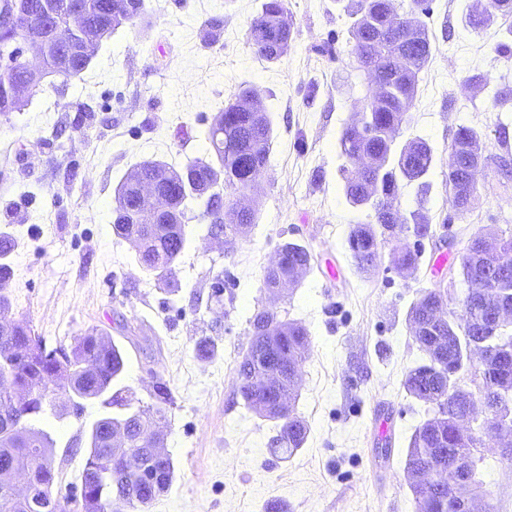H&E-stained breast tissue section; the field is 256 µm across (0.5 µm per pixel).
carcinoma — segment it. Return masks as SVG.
<instances>
[{
  "label": "carcinoma",
  "mask_w": 512,
  "mask_h": 512,
  "mask_svg": "<svg viewBox=\"0 0 512 512\" xmlns=\"http://www.w3.org/2000/svg\"><path fill=\"white\" fill-rule=\"evenodd\" d=\"M12 16L34 8H48L55 34L42 40L43 70L30 84L36 92L48 75L64 77L82 73L91 57L75 51L74 32L69 26L71 7L79 9L85 23L95 26L99 38L115 30L135 29L149 11L147 0H0ZM344 12L349 18L353 54L371 80L360 119L343 128L340 155L346 160L340 173L347 203L373 211V221L355 224L348 235V248L359 270L376 266L385 242L393 241L388 252L392 266L415 268L422 247H410L400 238L404 227L393 216V202L400 190L412 184L422 191L436 160L434 148L421 137L402 144L395 134L410 121L419 86V75L428 65L432 46L421 16L430 14L428 0H408L407 10L398 14L394 0H348ZM400 16L402 25L394 26ZM512 16V0H479L468 7L465 19L482 20L481 29L491 27L499 17ZM294 29L286 0H265L253 18L248 42L268 61L288 53ZM0 40V55L13 56L0 68V120L9 122L29 97L16 98L12 84L25 73L22 40ZM257 99L255 91L243 88L224 110L213 118L207 139L211 159H197L177 169L163 162L146 160L137 164L116 186L112 201L114 228L118 235L137 247V260L154 278L171 282L185 250V202L198 200L202 209L196 218L207 220L224 237L246 233L255 220V210L230 203L223 211L215 208L220 190L245 191L252 187L255 173L270 164L272 122L265 112L241 106ZM486 164L483 133L462 126L448 145L449 202L459 216L473 210L478 188L460 179L467 168ZM155 186L152 200L139 193L143 183ZM426 200L417 198L410 212L413 234L433 236ZM279 266L263 275L264 287L274 291L297 282V277L313 268L311 251L304 245L287 242L279 251ZM463 280L483 282V293L463 304L464 324L441 318L448 310V290L431 288L419 297L409 312L413 337L426 352L429 362L411 369L403 387L427 407L428 419L419 426L410 442L408 468L428 472L435 479L414 487L417 512H460L461 499H471L480 487L472 476H456L452 462L457 457H475L482 447L480 435L460 434L459 423L469 414L475 400L483 410L501 422L512 424V325L498 326L495 338L472 353L465 349L463 332L470 336L490 335L496 302L512 301V235L478 232L469 238L459 255ZM251 342L238 364V393L244 406L275 423L271 452L290 455L302 447L307 426L291 405L301 365L308 357L309 334L301 325L289 322L266 308L257 306L249 317ZM477 358L479 395L461 394L448 376L449 364H466ZM125 367L121 348L91 331L73 337V342L52 349L43 337L21 322L0 323V512H25L13 493L17 472L29 475L37 490L50 495L55 481L54 440L30 421L50 405V392L57 379L66 380L73 408L82 402L101 400L107 411L89 431L82 470L81 497L85 512H148L154 501L167 492L175 477L170 456L158 464L155 484L141 480L135 472L119 469L118 455L151 459L162 447L160 436L168 424L174 405L170 387L162 380L154 385L155 402L143 404L120 386Z\"/></svg>",
  "instance_id": "1"
}]
</instances>
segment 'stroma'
<instances>
[{
    "instance_id": "35a3bbf8",
    "label": "stroma",
    "mask_w": 512,
    "mask_h": 512,
    "mask_svg": "<svg viewBox=\"0 0 512 512\" xmlns=\"http://www.w3.org/2000/svg\"><path fill=\"white\" fill-rule=\"evenodd\" d=\"M156 2L137 29L102 40L84 72L45 78L23 111L0 123V232L15 244L10 318L51 347L103 333L125 353L122 386L143 402L156 379L166 381L175 404L164 451L175 479L150 512H263L271 500L288 512H416L406 456L426 413L403 381L428 356L407 315L422 290L457 267L472 234L512 232V180L496 165L479 168L478 197L462 219L448 203L442 161L463 125L484 132L486 155L512 159V58L495 51L512 17L476 30L465 22L472 0H431L433 55L398 138H423L438 156L427 192L434 236L416 269H391L383 257L360 271L347 238L372 216L345 199L338 140L368 78L336 0H287L293 41L275 62L247 40L263 0ZM477 74L498 85V99L474 82ZM244 87L258 92L272 121L271 163L251 190L228 188L224 198L255 203V222L243 236H216L189 203L175 281L158 285L113 227L114 189L144 160L180 168L208 158L213 117ZM52 126L59 137L45 139ZM287 242L307 246L317 265L298 286L268 293L264 271ZM227 275L236 285L219 305L211 294ZM259 304L310 335L294 405L309 433L285 459L269 452L273 423L247 411L237 392ZM204 338L213 356L198 354ZM103 411L90 400L81 415L49 410L35 420L55 441L54 496L80 486L86 432ZM382 419L393 424L386 441L375 431ZM481 454L475 507L512 512V436L484 438Z\"/></svg>"
}]
</instances>
